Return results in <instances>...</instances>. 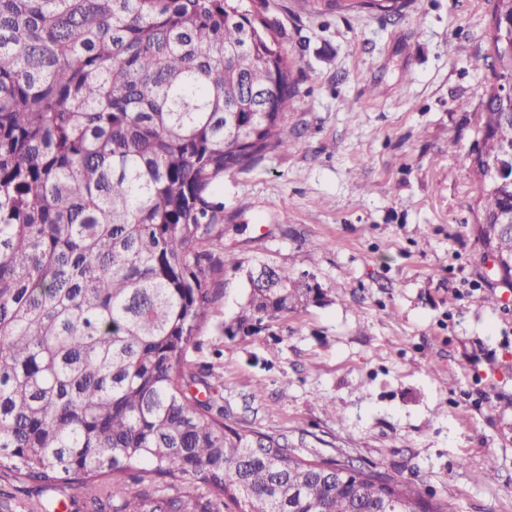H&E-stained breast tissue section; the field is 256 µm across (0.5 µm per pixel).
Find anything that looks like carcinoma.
<instances>
[{
  "label": "carcinoma",
  "instance_id": "1",
  "mask_svg": "<svg viewBox=\"0 0 512 512\" xmlns=\"http://www.w3.org/2000/svg\"><path fill=\"white\" fill-rule=\"evenodd\" d=\"M243 0H0V478L70 497L74 512H456L419 486L336 458L224 408L186 358L241 267L224 237V173L285 133L289 54ZM386 9L383 0H326ZM484 65L482 238L512 195L492 160L512 149V0H496ZM224 334L252 336L319 292L286 269L249 273ZM27 499L20 512H50Z\"/></svg>",
  "mask_w": 512,
  "mask_h": 512
}]
</instances>
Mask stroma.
Returning <instances> with one entry per match:
<instances>
[{"label":"stroma","mask_w":512,"mask_h":512,"mask_svg":"<svg viewBox=\"0 0 512 512\" xmlns=\"http://www.w3.org/2000/svg\"><path fill=\"white\" fill-rule=\"evenodd\" d=\"M402 2L245 0L296 62L295 146L216 184L242 268L221 274L187 358L212 367L231 414L306 458L389 473L457 512H512V289L467 206L489 75L471 60L493 4ZM265 264L318 298L225 336Z\"/></svg>","instance_id":"obj_1"}]
</instances>
